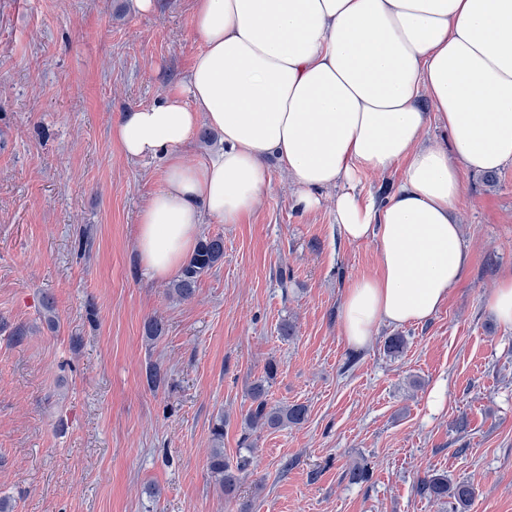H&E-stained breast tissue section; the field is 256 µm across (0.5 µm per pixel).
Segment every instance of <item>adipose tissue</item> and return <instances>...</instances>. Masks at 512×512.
<instances>
[{"label": "adipose tissue", "mask_w": 512, "mask_h": 512, "mask_svg": "<svg viewBox=\"0 0 512 512\" xmlns=\"http://www.w3.org/2000/svg\"><path fill=\"white\" fill-rule=\"evenodd\" d=\"M194 20L204 48L185 79L112 125L127 159L164 160L139 217L147 272L176 273L206 219L251 214L272 159L294 208L335 190L342 237L377 244V274L344 296L349 344L434 315L469 261L454 217L463 172L512 164V0H195ZM432 122L451 147L425 142ZM204 125L220 147L187 165ZM396 164L384 201L359 191L361 173Z\"/></svg>", "instance_id": "ef3b65f1"}]
</instances>
